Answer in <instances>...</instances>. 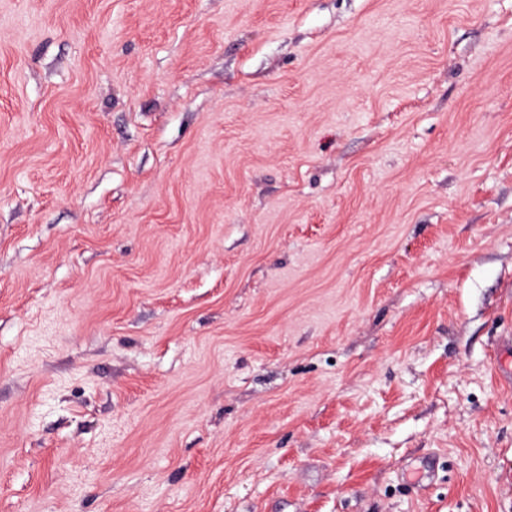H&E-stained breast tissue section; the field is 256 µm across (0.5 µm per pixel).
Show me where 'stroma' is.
Masks as SVG:
<instances>
[{"label": "stroma", "mask_w": 512, "mask_h": 512, "mask_svg": "<svg viewBox=\"0 0 512 512\" xmlns=\"http://www.w3.org/2000/svg\"><path fill=\"white\" fill-rule=\"evenodd\" d=\"M512 0H0V512H512Z\"/></svg>", "instance_id": "stroma-1"}]
</instances>
